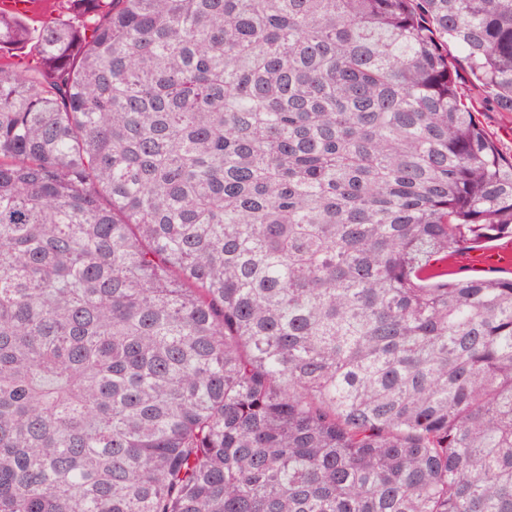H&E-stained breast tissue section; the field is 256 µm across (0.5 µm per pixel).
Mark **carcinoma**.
Wrapping results in <instances>:
<instances>
[{
  "mask_svg": "<svg viewBox=\"0 0 512 512\" xmlns=\"http://www.w3.org/2000/svg\"><path fill=\"white\" fill-rule=\"evenodd\" d=\"M65 2L0 14V512H512V277L436 270L512 237V0ZM480 111L479 120L489 136L503 153L512 154V113L496 112L486 101Z\"/></svg>",
  "mask_w": 512,
  "mask_h": 512,
  "instance_id": "carcinoma-1",
  "label": "carcinoma"
}]
</instances>
